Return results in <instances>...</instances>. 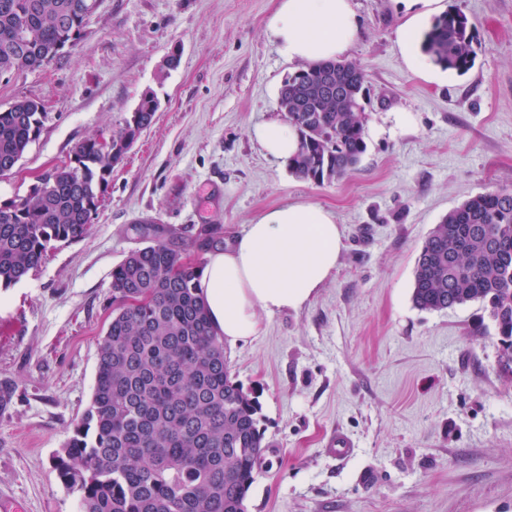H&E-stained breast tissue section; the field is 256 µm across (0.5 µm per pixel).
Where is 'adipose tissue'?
<instances>
[{"instance_id": "1", "label": "adipose tissue", "mask_w": 512, "mask_h": 512, "mask_svg": "<svg viewBox=\"0 0 512 512\" xmlns=\"http://www.w3.org/2000/svg\"><path fill=\"white\" fill-rule=\"evenodd\" d=\"M407 18L398 42L408 67L430 78L431 62L419 51L432 15L431 0H403ZM359 31L353 0H279L266 33L289 61L301 64L337 58ZM252 138L262 151L285 162L299 148L296 128L273 119L256 125ZM344 247L333 213L312 203L265 211L231 245L208 253L199 271L209 317L228 344L257 333L259 313L298 311L317 296L335 271Z\"/></svg>"}]
</instances>
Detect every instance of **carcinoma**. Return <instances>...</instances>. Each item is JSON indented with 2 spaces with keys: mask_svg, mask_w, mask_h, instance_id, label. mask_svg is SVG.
I'll list each match as a JSON object with an SVG mask.
<instances>
[{
  "mask_svg": "<svg viewBox=\"0 0 512 512\" xmlns=\"http://www.w3.org/2000/svg\"><path fill=\"white\" fill-rule=\"evenodd\" d=\"M80 0H0V78L23 54L28 69L60 59L57 42L81 34ZM481 49L459 11L439 17L423 50L464 75ZM364 70L324 61L289 76L278 101L301 147L288 162L295 177L317 184L350 173L365 153ZM149 103L112 133L153 123ZM48 112L35 99L0 108V169L14 168L39 137ZM43 189L0 204V288L36 271L57 244L90 230L112 164L98 136L74 148ZM149 244L112 269V319L98 349L91 402L73 425L54 465L77 495L80 512H246L247 493L267 445L259 401L236 380L224 339L211 325L198 288L204 254L223 244L210 225L186 243L143 226ZM412 301L426 311L479 302L489 311L512 376V190L474 196L446 214L417 258Z\"/></svg>",
  "mask_w": 512,
  "mask_h": 512,
  "instance_id": "obj_1",
  "label": "carcinoma"
}]
</instances>
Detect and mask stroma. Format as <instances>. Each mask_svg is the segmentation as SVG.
Segmentation results:
<instances>
[{
	"instance_id": "35a3bbf8",
	"label": "stroma",
	"mask_w": 512,
	"mask_h": 512,
	"mask_svg": "<svg viewBox=\"0 0 512 512\" xmlns=\"http://www.w3.org/2000/svg\"><path fill=\"white\" fill-rule=\"evenodd\" d=\"M347 55L366 74L367 149L345 178L293 176L250 135L280 116L300 64L266 35L276 0H100L54 63L0 78L48 119L0 201L29 194L88 136L119 130L143 95L158 110L115 167L89 233L0 288V500L24 512H79L53 465L91 402L111 318L112 270L153 224L183 240L218 224L233 241L290 202L334 213L345 247L299 311L261 315L224 352L254 389L267 448L247 512H512V376L481 303L446 311L411 299L422 246L467 199L512 188V0H437L464 13L482 48L466 75L412 72L397 39L398 0H355ZM179 51L176 68L165 66ZM356 443L344 460L326 436Z\"/></svg>"
}]
</instances>
